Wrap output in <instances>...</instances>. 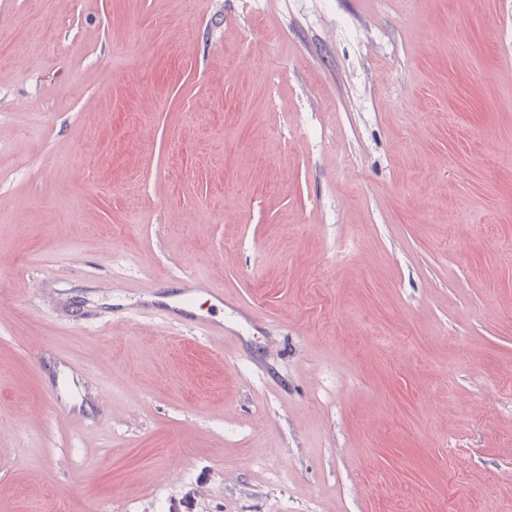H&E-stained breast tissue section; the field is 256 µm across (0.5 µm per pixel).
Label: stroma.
I'll return each mask as SVG.
<instances>
[{
    "label": "stroma",
    "mask_w": 512,
    "mask_h": 512,
    "mask_svg": "<svg viewBox=\"0 0 512 512\" xmlns=\"http://www.w3.org/2000/svg\"><path fill=\"white\" fill-rule=\"evenodd\" d=\"M0 512H512V0H0Z\"/></svg>",
    "instance_id": "obj_1"
}]
</instances>
